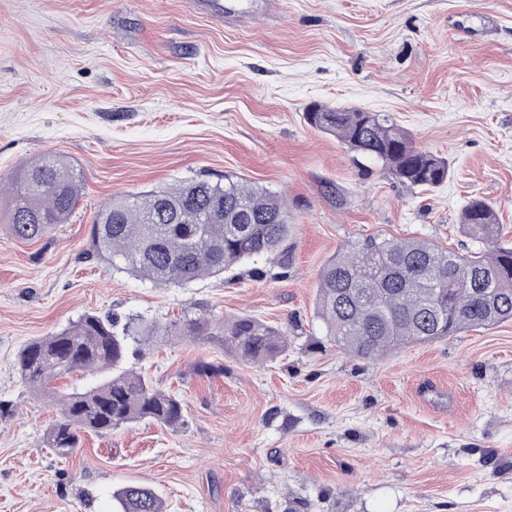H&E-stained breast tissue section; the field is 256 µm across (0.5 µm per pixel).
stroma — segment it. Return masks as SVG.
Returning a JSON list of instances; mask_svg holds the SVG:
<instances>
[{"mask_svg":"<svg viewBox=\"0 0 512 512\" xmlns=\"http://www.w3.org/2000/svg\"><path fill=\"white\" fill-rule=\"evenodd\" d=\"M390 115L447 158L423 190L312 127L308 104ZM82 190L36 240L0 223V512H115L153 488L167 512H512V322L368 361L331 346L315 308L324 264L376 234L462 254L464 206L490 202L512 243V0H0V179L44 156ZM282 193L288 268L244 262L162 287L89 256L112 199L187 180ZM87 313L168 322L250 314L288 349L249 364L208 336H157L132 365L185 422L45 443L55 398L19 349ZM113 497L117 504L116 512H164L165 509L157 492L139 484L124 485Z\"/></svg>","mask_w":512,"mask_h":512,"instance_id":"stroma-1","label":"stroma"}]
</instances>
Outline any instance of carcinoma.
<instances>
[{"mask_svg":"<svg viewBox=\"0 0 512 512\" xmlns=\"http://www.w3.org/2000/svg\"><path fill=\"white\" fill-rule=\"evenodd\" d=\"M313 127L352 151L377 160L398 181L433 189L448 179V160L413 145L389 116L340 106L310 105ZM80 180L65 160L47 156L12 178L0 204L9 232L34 240L67 221L77 205ZM462 231L486 248L463 255L421 238L368 237L337 253L322 268L317 317L330 344L374 360L408 344L451 336L462 329H489L512 321V248L498 244L495 209L471 200ZM288 202L278 193L224 177V182L184 181L142 199L114 198L90 226L95 255L115 270L157 285L185 287L218 276L260 256L288 267L292 252ZM213 336L250 362L277 358L288 349L284 333L252 315L214 323L206 317L173 321L85 314L67 327L28 342L16 369L35 392L77 371L103 373L99 384L57 395L61 408L46 430V443L61 456L72 453L79 432L105 434L144 420L176 428L184 407L157 391L129 366L132 336ZM117 512H164L153 489L127 484L114 493Z\"/></svg>","mask_w":512,"mask_h":512,"instance_id":"obj_1","label":"carcinoma"}]
</instances>
